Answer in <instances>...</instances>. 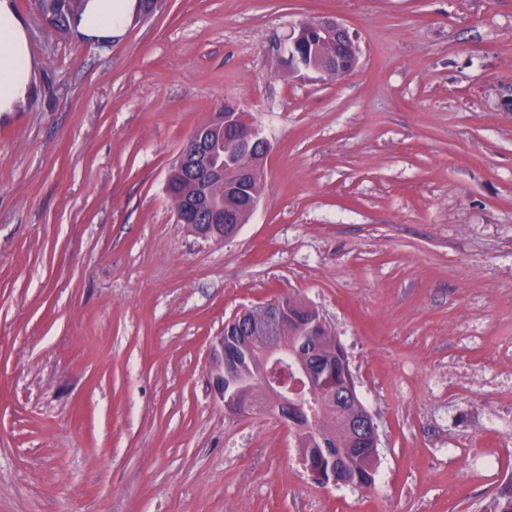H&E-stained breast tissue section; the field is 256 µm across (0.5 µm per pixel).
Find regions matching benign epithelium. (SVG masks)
<instances>
[{
	"label": "benign epithelium",
	"mask_w": 512,
	"mask_h": 512,
	"mask_svg": "<svg viewBox=\"0 0 512 512\" xmlns=\"http://www.w3.org/2000/svg\"><path fill=\"white\" fill-rule=\"evenodd\" d=\"M345 44L356 49L348 28L339 19L318 18L298 23L293 30L288 50V60L298 70L326 73L333 67V56L318 50L320 44ZM192 138L200 146L217 148L221 143L233 144L238 150L255 161H264L271 150V143L263 129L247 115L244 106L227 102L224 111L217 113L209 124L197 127ZM175 172L182 179L209 181L224 185V205L210 210L208 220L211 228H194V233L204 239L222 242L238 232V225L250 218L257 210L261 194L256 190L264 168L253 165L238 170L233 177L224 178V171L212 166L208 159L200 156L190 161L181 158ZM291 302L277 299L261 306L264 319L252 322L245 309L230 322L250 323L253 335L214 337L210 346L212 389L224 403V411L235 417L250 415L255 411L251 393V378L261 381L267 398L264 411L273 413L290 430L304 429L310 432L320 428L317 411L305 396L288 389L281 381L272 377L273 370L288 364V349L278 343L265 341L255 344L257 334L270 331L294 321L301 333L297 340L309 348L293 372L308 391L319 383L322 341L315 333L324 327L322 319L313 316H298L289 312ZM354 428L363 444H379L378 425L374 416L364 411L352 416Z\"/></svg>",
	"instance_id": "benign-epithelium-1"
}]
</instances>
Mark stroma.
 Returning <instances> with one entry per match:
<instances>
[{"instance_id": "35a3bbf8", "label": "stroma", "mask_w": 512, "mask_h": 512, "mask_svg": "<svg viewBox=\"0 0 512 512\" xmlns=\"http://www.w3.org/2000/svg\"><path fill=\"white\" fill-rule=\"evenodd\" d=\"M33 90L0 113V512H487L449 362L512 340V0H159L109 40L10 0ZM343 20L358 64L286 63ZM239 101L271 143L220 243L165 190ZM320 312L377 422L373 488L318 485L277 417L237 419L208 349L246 308ZM318 41V44H317ZM341 43L351 47L354 52L353 69L358 63L357 47L348 28L339 19L318 18L314 21L299 22L293 30L288 50V60L298 70L327 73L334 68L333 56L319 51V44Z\"/></svg>"}]
</instances>
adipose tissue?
I'll return each mask as SVG.
<instances>
[{
    "label": "adipose tissue",
    "instance_id": "ef3b65f1",
    "mask_svg": "<svg viewBox=\"0 0 512 512\" xmlns=\"http://www.w3.org/2000/svg\"><path fill=\"white\" fill-rule=\"evenodd\" d=\"M137 0H89L80 14V32L105 37L125 26ZM34 64L26 29L9 0H0V112L13 111L31 91Z\"/></svg>",
    "mask_w": 512,
    "mask_h": 512
}]
</instances>
